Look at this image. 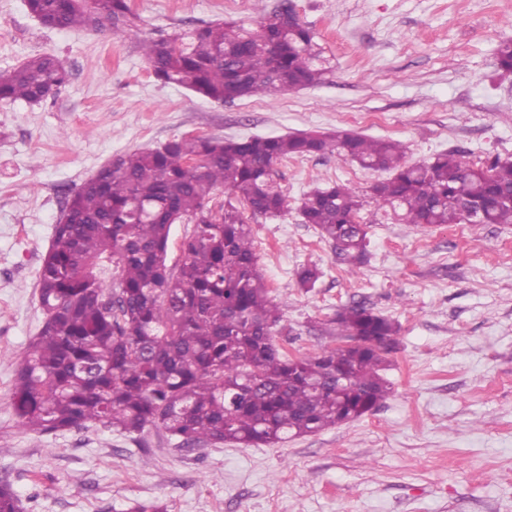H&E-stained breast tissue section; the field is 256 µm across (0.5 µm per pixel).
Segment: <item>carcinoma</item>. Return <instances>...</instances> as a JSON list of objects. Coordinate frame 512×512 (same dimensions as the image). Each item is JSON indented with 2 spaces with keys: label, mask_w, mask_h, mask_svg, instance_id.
Here are the masks:
<instances>
[{
  "label": "carcinoma",
  "mask_w": 512,
  "mask_h": 512,
  "mask_svg": "<svg viewBox=\"0 0 512 512\" xmlns=\"http://www.w3.org/2000/svg\"><path fill=\"white\" fill-rule=\"evenodd\" d=\"M44 26L105 27L138 36L128 0H26ZM154 77L214 102L319 85L331 66L313 31L282 0L250 30L236 21L138 40ZM497 68L512 73V40ZM70 80L52 54L0 71V101L40 103ZM395 140L347 130L243 139L173 137L115 156L72 190L38 270L43 325L10 393L17 424L38 434L101 427L138 440L161 426L193 450L210 443L274 446L378 408L398 324L363 303L338 310L347 345L290 356L276 340L282 312L258 265L249 220L288 210L273 178L290 157L335 155L390 173L362 196L342 183L301 199L302 223L355 274L366 261L359 214L392 211L404 224H512V156L469 165L450 150L408 165ZM227 199L213 208L219 190ZM192 224L183 258L168 263L172 226ZM309 290L315 266L295 273ZM0 512H23L0 483Z\"/></svg>",
  "instance_id": "1"
}]
</instances>
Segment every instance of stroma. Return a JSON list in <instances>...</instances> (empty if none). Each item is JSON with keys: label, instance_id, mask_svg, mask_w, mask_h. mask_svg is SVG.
I'll use <instances>...</instances> for the list:
<instances>
[{"label": "stroma", "instance_id": "35a3bbf8", "mask_svg": "<svg viewBox=\"0 0 512 512\" xmlns=\"http://www.w3.org/2000/svg\"><path fill=\"white\" fill-rule=\"evenodd\" d=\"M333 71L318 86L215 103L161 84L135 40L49 29L24 0H0V71L51 53L69 84L30 105L0 102V480L24 512H512V225L420 227L365 208L369 257L349 274L296 210L318 184L360 193L383 180L335 156L290 158L275 179L289 209L252 225L259 266L299 356L337 346L333 319L364 302L399 326L373 413L275 448L176 449L107 429L19 428L10 392L44 315L36 280L66 194L117 154L172 137L245 138L351 130L396 139L405 160L459 149L477 164L512 155V0H289ZM279 0H129L141 36L232 19L255 27ZM319 268L311 291L295 282Z\"/></svg>", "mask_w": 512, "mask_h": 512}]
</instances>
